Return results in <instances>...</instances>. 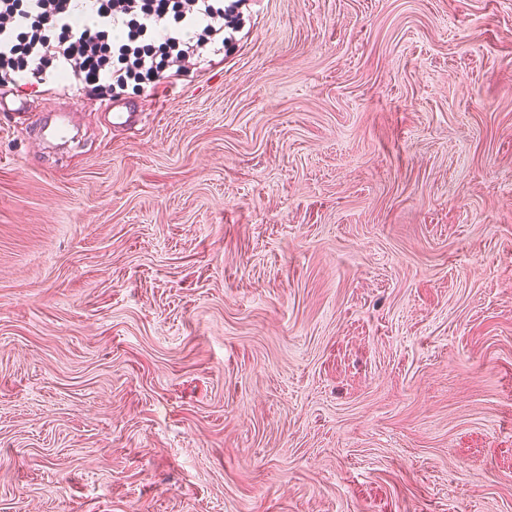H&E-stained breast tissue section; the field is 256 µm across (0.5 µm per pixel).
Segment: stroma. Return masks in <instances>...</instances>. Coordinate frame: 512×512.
<instances>
[{
	"label": "stroma",
	"instance_id": "obj_1",
	"mask_svg": "<svg viewBox=\"0 0 512 512\" xmlns=\"http://www.w3.org/2000/svg\"><path fill=\"white\" fill-rule=\"evenodd\" d=\"M0 112V512H512V0H245L222 62Z\"/></svg>",
	"mask_w": 512,
	"mask_h": 512
}]
</instances>
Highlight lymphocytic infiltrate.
<instances>
[{"label":"lymphocytic infiltrate","mask_w":512,"mask_h":512,"mask_svg":"<svg viewBox=\"0 0 512 512\" xmlns=\"http://www.w3.org/2000/svg\"><path fill=\"white\" fill-rule=\"evenodd\" d=\"M224 0H0V84L107 98L223 55Z\"/></svg>","instance_id":"1"}]
</instances>
